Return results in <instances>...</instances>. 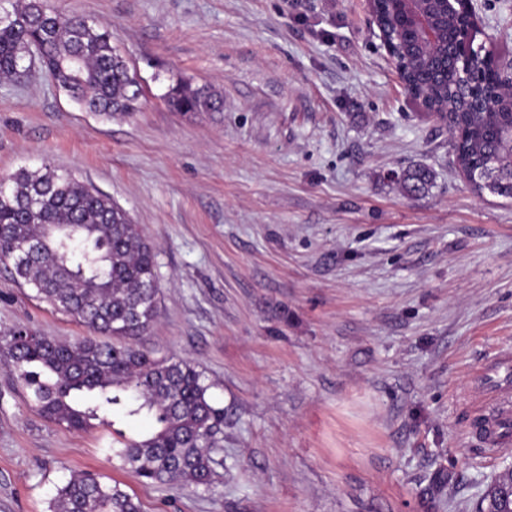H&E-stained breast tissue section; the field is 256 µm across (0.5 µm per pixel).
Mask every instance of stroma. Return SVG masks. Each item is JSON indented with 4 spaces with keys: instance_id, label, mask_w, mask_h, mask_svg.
I'll return each instance as SVG.
<instances>
[{
    "instance_id": "obj_1",
    "label": "stroma",
    "mask_w": 512,
    "mask_h": 512,
    "mask_svg": "<svg viewBox=\"0 0 512 512\" xmlns=\"http://www.w3.org/2000/svg\"><path fill=\"white\" fill-rule=\"evenodd\" d=\"M107 25L140 111L85 112L31 62L0 79V178L48 164L125 210L156 251L145 344L224 409L210 487L142 483L116 411L44 419L0 356V512H49L99 474L143 512H474L512 468L471 433L474 368L512 348V201L477 196L446 128L400 84L365 0H47ZM476 41L512 56V0ZM224 98L171 111L177 80ZM421 166L428 189L393 174ZM87 330L0 263V336Z\"/></svg>"
}]
</instances>
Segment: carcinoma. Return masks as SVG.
I'll return each mask as SVG.
<instances>
[{"label":"carcinoma","instance_id":"carcinoma-1","mask_svg":"<svg viewBox=\"0 0 512 512\" xmlns=\"http://www.w3.org/2000/svg\"><path fill=\"white\" fill-rule=\"evenodd\" d=\"M0 6V77L19 73L31 53L55 85L79 107L106 119L136 111L142 98L137 71L112 44V31L76 13L46 7L44 0H6ZM478 103L466 100L456 81L414 60L408 78L417 96L448 108L463 132L453 145L455 163L480 176L472 190L512 199V69L476 59ZM176 112H220L221 95L179 80L165 94ZM431 182L422 168L407 172V192ZM0 192V261L37 296L91 332L74 342L37 332L0 338L9 363L47 420L87 430L100 415L121 407L128 417L146 412L151 428L115 452L142 481L207 487L213 482L211 450L224 442V408L191 362L156 357L138 345L158 312L155 250L129 214L71 174L45 165L21 169ZM52 512H142L118 486L93 473L74 474L57 488ZM478 512H512V469L486 487Z\"/></svg>","mask_w":512,"mask_h":512}]
</instances>
